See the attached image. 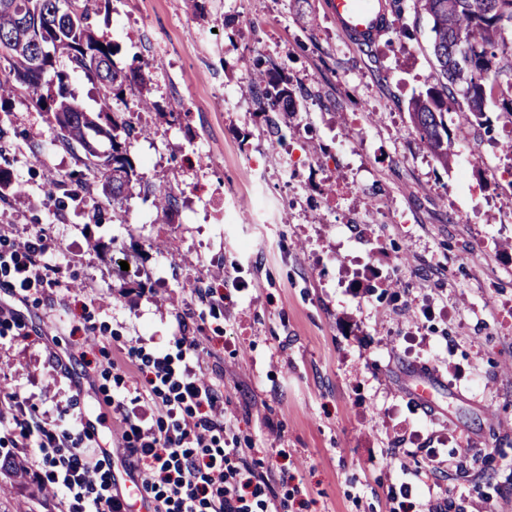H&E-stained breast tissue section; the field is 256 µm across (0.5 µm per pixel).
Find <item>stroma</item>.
<instances>
[{
	"label": "stroma",
	"mask_w": 512,
	"mask_h": 512,
	"mask_svg": "<svg viewBox=\"0 0 512 512\" xmlns=\"http://www.w3.org/2000/svg\"><path fill=\"white\" fill-rule=\"evenodd\" d=\"M199 2L201 20L187 0L87 2L118 66L149 76L154 109L120 110L148 131L130 156L177 195L171 221L139 192L113 210L91 175L55 205L46 185L81 171L83 150L24 90L0 103V168L24 188L0 201V240L61 244L55 286L0 268L22 323L0 335V453L38 480L11 433L16 394L36 422L89 414L111 447L122 413L155 407L140 357L182 374L186 335L224 394L222 447L246 449L280 512H399L404 486L415 512H512V116L492 108L491 133L450 143L447 162L422 148L407 111L434 72L419 0L370 55L324 0ZM247 58L311 94L279 141L257 134Z\"/></svg>",
	"instance_id": "obj_1"
}]
</instances>
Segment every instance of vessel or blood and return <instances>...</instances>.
<instances>
[{"label": "vessel or blood", "instance_id": "obj_1", "mask_svg": "<svg viewBox=\"0 0 512 512\" xmlns=\"http://www.w3.org/2000/svg\"><path fill=\"white\" fill-rule=\"evenodd\" d=\"M325 9L352 44L378 40L388 31L385 0H325Z\"/></svg>", "mask_w": 512, "mask_h": 512}]
</instances>
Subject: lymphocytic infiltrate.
<instances>
[{"label":"lymphocytic infiltrate","mask_w":512,"mask_h":512,"mask_svg":"<svg viewBox=\"0 0 512 512\" xmlns=\"http://www.w3.org/2000/svg\"><path fill=\"white\" fill-rule=\"evenodd\" d=\"M45 238L15 241L10 248L21 287L53 284L55 266L43 262ZM152 393L168 389L163 404L167 429L146 425L144 417H125L123 452L134 458L132 472L150 494L154 512H279L268 480L245 464L232 465L234 448L220 447L216 434L224 417V395L185 368L175 376L167 358L147 362ZM13 433L23 446H37L46 481L69 501V512H125L112 488L110 454L77 447L86 432L80 417L66 425H32L22 400H15Z\"/></svg>","instance_id":"1"}]
</instances>
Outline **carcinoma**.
Segmentation results:
<instances>
[{
    "instance_id": "1",
    "label": "carcinoma",
    "mask_w": 512,
    "mask_h": 512,
    "mask_svg": "<svg viewBox=\"0 0 512 512\" xmlns=\"http://www.w3.org/2000/svg\"><path fill=\"white\" fill-rule=\"evenodd\" d=\"M31 0H0V54L10 62L9 77L0 82V99L13 92V83L25 87L31 101L52 113L58 128V141L66 148L84 151V166L104 179L103 192L112 206L120 205L140 184L129 156L131 137L145 134L112 113V99L137 97L148 109L151 102L142 92L146 74L142 68L126 70L117 66V46L101 40L90 25V13L82 0H39L41 16L48 26L40 39L25 36L24 20L30 14ZM431 23L432 53L437 63L435 83L413 98L408 106L420 142L436 159L448 162V144L441 132L448 130L444 116L454 110L465 115L464 128L488 124L491 105L512 116V0H421ZM64 54L72 71L83 72L98 83L103 94L97 115L67 92L68 72L56 70V54ZM54 72L57 93H43L45 77ZM250 93L262 112L288 116L300 111L303 95L292 88L284 69L271 64L261 68L255 62L247 68ZM106 136L109 150L98 153L95 143ZM112 170H107V163ZM85 171L70 174L48 187L49 195L73 200L82 186ZM163 215L175 210L178 199L164 184L146 187ZM14 485H27V472L9 455L0 459V473Z\"/></svg>"
}]
</instances>
